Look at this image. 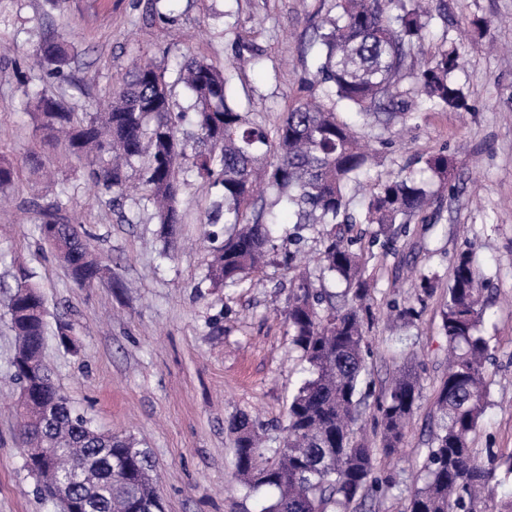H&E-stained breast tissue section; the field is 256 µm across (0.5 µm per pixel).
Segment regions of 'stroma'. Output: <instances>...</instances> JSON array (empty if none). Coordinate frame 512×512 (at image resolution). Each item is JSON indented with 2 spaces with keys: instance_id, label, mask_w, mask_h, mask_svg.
<instances>
[{
  "instance_id": "obj_1",
  "label": "stroma",
  "mask_w": 512,
  "mask_h": 512,
  "mask_svg": "<svg viewBox=\"0 0 512 512\" xmlns=\"http://www.w3.org/2000/svg\"><path fill=\"white\" fill-rule=\"evenodd\" d=\"M448 26L432 28L460 54L452 74L467 99L462 110H417L393 124L372 177L414 170L417 157L446 151L447 185L432 181L425 219H412L393 249L374 227L357 230L375 283L366 333L368 380L380 394L403 353L419 361L421 398L402 448L376 460L393 489L367 499L361 512H404L428 442L436 429L433 402L445 375L448 342L441 316L457 255L471 249L484 285L487 316L479 331L490 344L487 406L474 446L512 450V0H446ZM167 23L152 21L148 0H0V153L20 173L0 210V512H61L25 466L19 432L20 386L11 360L15 341L5 303L11 272L23 264L47 300L50 325L73 329L74 346L49 342L45 362L75 408L103 432L129 435L151 449L164 512H258L233 477L227 455L229 421L248 414L278 446L288 406L307 364L283 321L289 275L272 264L246 287L214 288L204 279L209 243L200 224L210 203L206 186L188 177L180 196L188 223L178 225L171 249L160 226L143 214L133 223L102 204L85 168L49 142L20 103L38 88L75 112L95 111L135 62L150 58L172 67L203 56L224 68L251 112L275 122L310 72L306 51L315 27L328 19L326 0H166ZM63 34L78 55L66 80H49L38 67L41 41ZM250 43L257 65L229 67L237 40ZM55 172L42 179L29 156ZM63 200L73 223L85 225L105 277L77 287L44 249L36 205ZM414 268L434 287L412 324L386 320L390 301L406 302Z\"/></svg>"
}]
</instances>
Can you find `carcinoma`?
Returning a JSON list of instances; mask_svg holds the SVG:
<instances>
[{"mask_svg":"<svg viewBox=\"0 0 512 512\" xmlns=\"http://www.w3.org/2000/svg\"><path fill=\"white\" fill-rule=\"evenodd\" d=\"M328 26L310 40L313 70L286 112L274 123L245 110L238 90L208 59L190 57L169 69L146 59L113 87L98 112L78 114L64 100L34 90L24 110L47 135L84 162L89 181L120 210L133 174L142 194L136 205L161 224L165 243L178 224L179 171L185 169L214 190L203 224L224 225L214 242L205 279L214 288H243L271 263L279 221L266 206L275 194L295 217L293 224L328 227L319 268L294 270L284 322L293 345L308 364L287 413L285 435L264 447L260 426L247 415L229 421L234 476L248 491L267 495L261 512H353L368 493L393 481L375 475L377 456L400 447L406 424L420 401L418 364L404 357L395 378L375 401L379 446L356 438L366 402L360 393L367 336L365 301L371 296L365 260L351 235L357 224H375L391 242L398 225L423 214L430 204L424 179L448 178V155L424 159L419 172L380 181L359 208L376 154L369 142L337 113L353 112L384 128L411 117L405 96L433 111L462 109L466 100L451 79L457 48L446 39L425 48L435 21L447 25L445 0H331ZM422 55L415 63L414 52ZM74 58L70 42L51 35L36 59L48 78L64 79ZM409 87H404L405 82ZM190 96V111H174V90ZM17 177L16 164L0 156V194ZM41 240L80 287L103 273L82 224H65L64 203L43 207ZM7 309L18 347L13 374L28 391L20 398L27 458H47L56 480L78 497L84 512H162L150 449L135 438L97 430L54 385L44 353L49 333L46 300L34 273L18 267ZM345 285L330 292L326 280ZM483 288L472 252L454 263L442 332L451 348L448 371L434 406L437 429L421 465L422 485L408 497L405 512H483L496 469L512 474V452L473 447L485 411V363L490 347L479 335L486 316Z\"/></svg>","mask_w":512,"mask_h":512,"instance_id":"obj_1","label":"carcinoma"}]
</instances>
